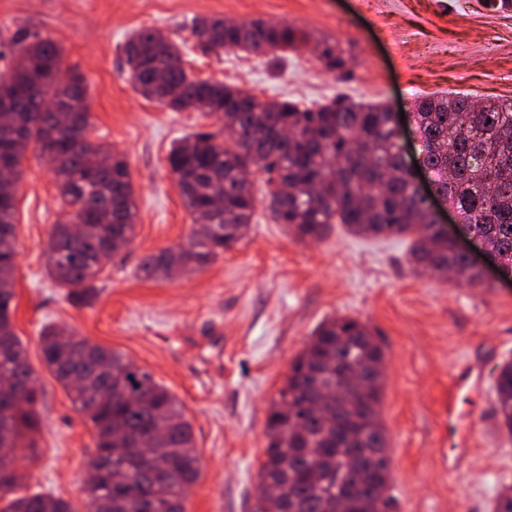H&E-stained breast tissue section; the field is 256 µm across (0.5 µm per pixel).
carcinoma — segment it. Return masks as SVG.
I'll return each mask as SVG.
<instances>
[{
  "label": "carcinoma",
  "instance_id": "carcinoma-1",
  "mask_svg": "<svg viewBox=\"0 0 512 512\" xmlns=\"http://www.w3.org/2000/svg\"><path fill=\"white\" fill-rule=\"evenodd\" d=\"M202 52L215 46L272 53L314 43L324 68L341 71L339 45L292 25L251 21L228 25L221 17L194 16L188 23ZM16 62L0 87V122L17 136L0 137V512H73L68 501L29 494L30 476L16 465L19 453L36 448L40 390L10 309L16 268L15 201L30 145L52 165L66 218L52 225L46 270L74 305L97 294L102 251L117 252L135 236L136 205L124 157L88 138L90 104L82 78L66 76L55 42L29 31L12 37ZM125 73L146 99L174 111L211 117L219 131L186 136L169 155L172 179L196 229L187 244L145 257L148 279L172 268L196 271L243 240L256 207L252 178L261 172L270 186L276 223L297 241H318L333 224L364 236L411 235V265L470 285L482 283L461 252L435 227L426 201L412 188L397 136L396 112L382 102L334 99L316 106L293 100H262L249 90L192 79L179 46L143 29L126 43ZM52 93L68 110L61 126L44 105ZM411 120L417 154L437 191L482 243L512 265V98L479 103L468 95L425 96L414 101ZM222 200L220 210L215 200ZM112 223L98 224L102 211ZM43 361L68 391L74 410L96 435L99 479L83 488L86 512H186L190 486L200 475L192 426L175 398L123 355L59 327L40 335ZM383 347L363 323L335 318L323 323L292 361L269 408L266 460L258 486L279 488L276 498L257 494L256 512H358L342 500L348 487L366 500L388 505L389 444L378 411L381 380L376 368ZM359 371L370 393L353 402L336 383ZM499 428L512 437V362L496 378ZM154 448L151 456L140 453Z\"/></svg>",
  "mask_w": 512,
  "mask_h": 512
}]
</instances>
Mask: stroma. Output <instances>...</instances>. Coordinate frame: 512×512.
Returning <instances> with one entry per match:
<instances>
[{"mask_svg":"<svg viewBox=\"0 0 512 512\" xmlns=\"http://www.w3.org/2000/svg\"><path fill=\"white\" fill-rule=\"evenodd\" d=\"M281 21L335 40L346 75L328 73L312 49L268 55L205 53L187 28L193 16ZM21 28L62 50L61 68L81 75L89 137L121 152L137 202L136 235L107 261L91 305L73 306L45 269L52 224L65 218L55 178L29 149L18 186V252L11 316L42 393L35 456H20L30 490L86 512L81 493L95 432L46 368L39 333L68 326L130 358L178 400L190 422L201 474L186 512H255L266 459L269 406L291 362L325 320L366 323L385 351L380 417L390 448L392 512H493L512 487V438L494 410L498 365L512 361V284L474 288L414 271L410 243L363 237L334 225L322 240L295 241L258 197L248 236L203 270L146 280L141 260L187 242L193 219L172 180V144L214 119L175 112L139 94L124 72V46L151 28L177 43L187 72L260 98L310 106L335 97L411 111L422 95L464 92L483 102L512 98V8L484 0H0V48ZM483 365L482 389L455 391L464 362ZM469 410L472 437L460 471L444 458L457 445L448 407Z\"/></svg>","mask_w":512,"mask_h":512,"instance_id":"35a3bbf8","label":"stroma"}]
</instances>
